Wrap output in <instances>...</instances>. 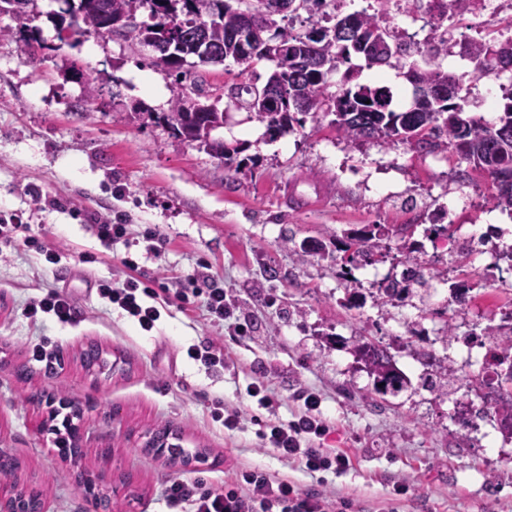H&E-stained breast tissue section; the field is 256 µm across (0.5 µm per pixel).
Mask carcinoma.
Returning a JSON list of instances; mask_svg holds the SVG:
<instances>
[{"instance_id": "1", "label": "carcinoma", "mask_w": 512, "mask_h": 512, "mask_svg": "<svg viewBox=\"0 0 512 512\" xmlns=\"http://www.w3.org/2000/svg\"><path fill=\"white\" fill-rule=\"evenodd\" d=\"M33 0H0V13L13 14L20 28L31 21L28 5ZM272 0H252L251 7L241 11L230 0H63L64 8L55 13L59 31L103 32V26H113L110 34L134 35L140 43L152 48L157 56L152 65L167 73H183L186 66H212L231 59L241 67L239 75L253 73L262 61H272L275 68L262 87L251 83H235L227 87V95L238 99L247 95L245 108L255 114L268 129L293 128L298 114L323 112L335 116L337 132L349 143L373 141L380 145L406 144L418 154L450 151L461 163L467 164L462 176L472 170L488 175L495 181L496 193L491 196L495 207L512 212V88L505 90L499 123L487 125L463 117L457 103L459 90L466 81L463 73L448 72L439 64L427 60L408 63L406 78L414 87L409 109L396 112L391 108L387 88L343 81L338 90L329 91V75L338 64L349 60L351 53L363 55L368 66L394 67L396 51L383 20L367 10L348 14L338 23L350 27L347 38H336V28L312 22L311 29L295 35L275 27V13L267 12ZM292 11H305L315 17L324 0H286ZM149 10L152 23L135 24L141 9ZM248 16H259L265 31L252 41L240 42L239 33ZM475 69L469 76L476 78L486 71H506L512 68V50H504L490 42H469ZM282 86L286 98L267 99L269 87ZM443 87L444 97L424 94L426 88ZM163 121L182 142L207 145L208 136L224 126V112L216 105L204 106L201 112L187 111L186 89L172 90L170 111ZM411 225L390 228L385 224L367 225L344 233L342 241L347 263L376 261L384 256L381 241L392 237L402 242V264L407 266L401 279L390 278L378 286L375 301L397 306L413 294L412 283L427 284L422 270L425 260L423 245L413 239ZM482 335L496 341L501 350L500 361L512 360V315L496 325H487ZM356 360L374 376L376 391L382 395L402 390L405 377L397 372L395 360L388 348L369 340H359L354 346ZM436 367L440 387L457 379L444 359L426 355ZM495 419L501 432L512 436V390L498 388L495 399Z\"/></svg>"}]
</instances>
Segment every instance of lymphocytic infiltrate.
Listing matches in <instances>:
<instances>
[{"label":"lymphocytic infiltrate","mask_w":512,"mask_h":512,"mask_svg":"<svg viewBox=\"0 0 512 512\" xmlns=\"http://www.w3.org/2000/svg\"><path fill=\"white\" fill-rule=\"evenodd\" d=\"M120 264L121 278L115 282L98 281L97 292L143 331H152L162 308L170 304L189 318L205 313L214 323L233 319L236 314L223 287L209 274H202L201 286L185 288L181 277L174 274L169 275L167 283L158 284L132 256L123 257ZM22 314L33 323L46 316L69 322L73 319V306L66 294L50 288L28 303ZM298 399L303 408L296 419L263 424V443L279 458L298 462L311 475L350 469V453L329 445L335 428L321 410L320 394L305 390ZM162 497L168 512H341L337 499L304 490L290 477L244 464L228 472L223 487H209L199 477H180L170 481Z\"/></svg>","instance_id":"obj_1"}]
</instances>
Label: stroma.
<instances>
[{
  "mask_svg": "<svg viewBox=\"0 0 512 512\" xmlns=\"http://www.w3.org/2000/svg\"><path fill=\"white\" fill-rule=\"evenodd\" d=\"M59 9L58 0L29 5L31 52L20 49L13 15L0 14V218L19 216L61 257L47 270L26 247L0 259V458L13 461L18 488L41 489L45 512H165L169 480L202 476L220 487L236 459L313 486L315 478L255 436L256 420L291 419L293 393L307 386L336 424L332 446L353 455L351 470L328 475L325 493L371 502L403 482L408 512H512V439L500 435L492 414L476 416L480 397L454 384L432 387L434 370L419 363L406 390L379 394L352 352L368 339L396 356L449 357L443 326L467 331L512 310V293L499 287L512 283V262L490 272L447 245L473 224L512 226V213L492 204L491 178L473 173L458 181L457 162L444 152L348 145L321 114L270 136L265 123L223 97L225 85L239 80L228 61L203 73L224 112L212 139L244 146L246 167L235 172L199 145L174 139L156 119L168 111L173 86L190 85L191 76L151 67L152 48L129 37L59 40ZM436 211L445 214L447 235L431 231ZM93 214L128 224V242L103 246ZM148 224L171 242L162 261L137 236ZM366 224L414 225L443 277L405 307L354 306L352 293L370 294L374 284L360 268H344L336 250L309 247ZM86 251L101 262L82 263ZM127 255L148 274L161 264L187 279L209 263L248 335L238 336L231 321H190L173 306L153 331H141L97 295L98 281L118 275ZM449 279L470 286L466 313L439 305ZM40 285L71 298V322L24 319L21 310ZM208 338L223 339L234 364L209 371L187 358L189 345ZM36 343L47 346L50 364L32 361ZM93 345L103 361L98 371L81 361ZM257 376L278 399L272 409L245 392ZM45 393L83 405L79 458L59 456L53 431L38 429L48 410L31 397ZM218 398L242 411L241 429L211 420ZM163 429L176 432L193 457L186 471L145 449Z\"/></svg>",
  "mask_w": 512,
  "mask_h": 512,
  "instance_id": "1",
  "label": "stroma"
}]
</instances>
